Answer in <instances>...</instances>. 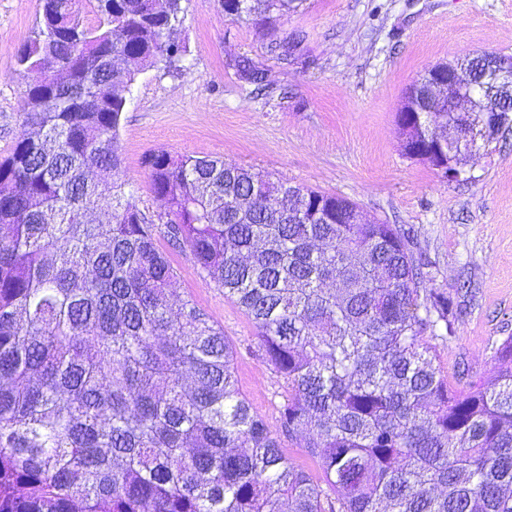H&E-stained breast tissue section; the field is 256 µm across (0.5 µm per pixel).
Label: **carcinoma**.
<instances>
[{
	"label": "carcinoma",
	"instance_id": "1",
	"mask_svg": "<svg viewBox=\"0 0 512 512\" xmlns=\"http://www.w3.org/2000/svg\"><path fill=\"white\" fill-rule=\"evenodd\" d=\"M40 0L18 62L51 54L25 91L35 129L0 159V512H512V336L487 378L462 381L435 342L457 303L428 287L411 231L352 224L358 206L220 159H145L163 212L128 197L118 135L132 86L178 71L181 0ZM302 0H221L233 21L271 24ZM298 34L271 51L296 61ZM240 79L267 86L238 61ZM512 101L475 74L405 105L419 141L448 144L439 113ZM162 234L254 322L282 380L279 429L238 387L224 329L191 299ZM299 438L321 475L287 459Z\"/></svg>",
	"mask_w": 512,
	"mask_h": 512
}]
</instances>
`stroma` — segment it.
<instances>
[{
	"instance_id": "stroma-1",
	"label": "stroma",
	"mask_w": 512,
	"mask_h": 512,
	"mask_svg": "<svg viewBox=\"0 0 512 512\" xmlns=\"http://www.w3.org/2000/svg\"><path fill=\"white\" fill-rule=\"evenodd\" d=\"M173 39L184 48L170 76L151 69L126 92L119 131L121 173L138 207L162 212L145 158L158 150L223 159L272 179L336 194L377 222L411 229L430 287L458 304L455 337L440 349L449 372L479 378L512 335V124L448 182L407 157L396 126L407 88L437 63L483 52L512 56V0H303L274 25L233 21L219 0H181ZM40 0H0V156L22 131L34 73L17 63L39 19ZM304 36L308 66L268 51ZM252 58L267 91L239 79ZM176 271L172 303L193 300L235 351L238 387L277 428L281 383L262 361L251 318L208 285L189 253L157 236Z\"/></svg>"
}]
</instances>
